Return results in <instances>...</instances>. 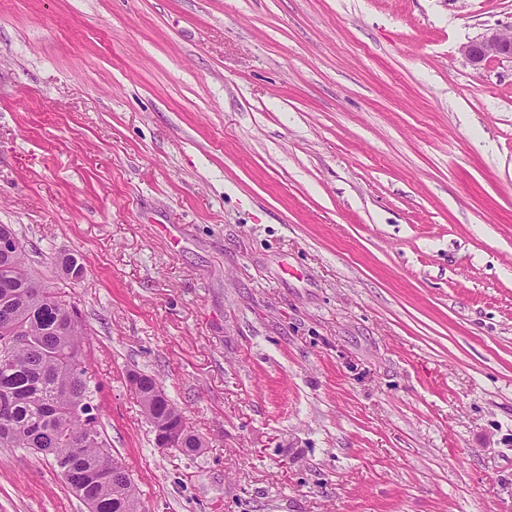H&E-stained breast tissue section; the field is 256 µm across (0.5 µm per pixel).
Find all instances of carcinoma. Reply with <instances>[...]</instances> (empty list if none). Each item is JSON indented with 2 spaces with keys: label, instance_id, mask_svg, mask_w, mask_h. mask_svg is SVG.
I'll return each mask as SVG.
<instances>
[{
  "label": "carcinoma",
  "instance_id": "1",
  "mask_svg": "<svg viewBox=\"0 0 512 512\" xmlns=\"http://www.w3.org/2000/svg\"><path fill=\"white\" fill-rule=\"evenodd\" d=\"M0 237L15 245L0 252V447L28 448L46 458L89 512H141L130 474L117 468L109 481L95 477L107 449L99 407L93 403L88 338L76 306L41 284L25 262L26 243L11 224ZM63 275L79 279L83 265L73 255L56 259ZM25 343L12 344L16 330ZM138 393L143 412L156 427L185 422L154 378L143 374Z\"/></svg>",
  "mask_w": 512,
  "mask_h": 512
}]
</instances>
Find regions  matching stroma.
Returning a JSON list of instances; mask_svg holds the SVG:
<instances>
[{
  "label": "stroma",
  "mask_w": 512,
  "mask_h": 512,
  "mask_svg": "<svg viewBox=\"0 0 512 512\" xmlns=\"http://www.w3.org/2000/svg\"><path fill=\"white\" fill-rule=\"evenodd\" d=\"M512 0H0V224L145 512H512ZM75 255L71 280L54 262ZM200 436L161 449L129 383ZM0 512H88L0 447ZM465 59L476 70L493 59L512 60V31L492 30L469 41L461 48Z\"/></svg>",
  "instance_id": "1"
}]
</instances>
